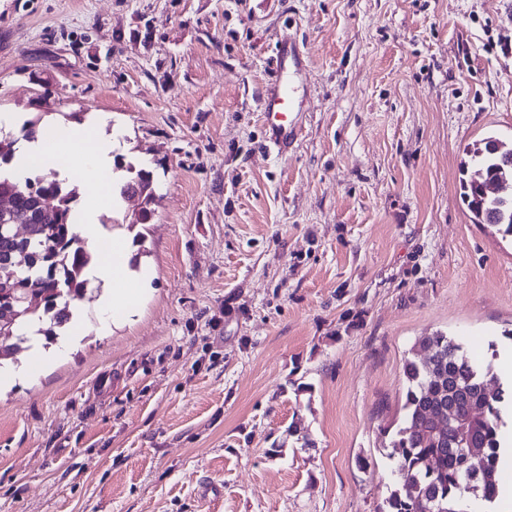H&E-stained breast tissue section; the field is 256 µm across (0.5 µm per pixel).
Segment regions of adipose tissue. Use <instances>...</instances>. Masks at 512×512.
I'll return each mask as SVG.
<instances>
[{
  "label": "adipose tissue",
  "instance_id": "1",
  "mask_svg": "<svg viewBox=\"0 0 512 512\" xmlns=\"http://www.w3.org/2000/svg\"><path fill=\"white\" fill-rule=\"evenodd\" d=\"M112 135L100 127L85 124H54L35 139H19L15 145L10 175L18 181L34 172L58 171L61 177L81 183L87 195L83 204V219L77 234L87 246H97L100 235L97 216L104 200L114 192L112 174ZM111 259L98 260L92 268L94 278L112 284V301L108 308L113 320L131 317L142 291L125 287L128 249L124 239L112 240Z\"/></svg>",
  "mask_w": 512,
  "mask_h": 512
}]
</instances>
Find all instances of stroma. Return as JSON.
Instances as JSON below:
<instances>
[{
    "mask_svg": "<svg viewBox=\"0 0 512 512\" xmlns=\"http://www.w3.org/2000/svg\"><path fill=\"white\" fill-rule=\"evenodd\" d=\"M286 31L309 109L278 156ZM504 37L512 0H0V112L106 122L157 194L98 216L152 273L136 315L90 291L0 380V512H379L415 342L504 370L512 238L459 189L465 146L512 137ZM304 56V46L293 35L284 33L277 40L270 66L271 79L261 95V108L266 119L265 147L277 155L288 151L297 140V129L290 116L304 111L300 82Z\"/></svg>",
    "mask_w": 512,
    "mask_h": 512,
    "instance_id": "35a3bbf8",
    "label": "stroma"
}]
</instances>
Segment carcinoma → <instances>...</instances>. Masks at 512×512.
Wrapping results in <instances>:
<instances>
[{"label": "carcinoma", "instance_id": "obj_1", "mask_svg": "<svg viewBox=\"0 0 512 512\" xmlns=\"http://www.w3.org/2000/svg\"><path fill=\"white\" fill-rule=\"evenodd\" d=\"M15 143L0 137V196H8L26 235L0 236V319L18 313L0 367L35 339L54 342L72 317L70 304L92 286L91 254L74 232L81 218L76 189L54 171L22 183L11 179L5 171ZM466 156L461 189L472 223L512 236V194L501 192L512 184V139L490 133L466 148ZM132 184L145 191L137 222L146 224L155 200L153 176L138 170L120 195ZM21 252L25 261L18 266ZM412 354L403 365V416L387 445L392 484L380 512H471L474 502L494 507L512 377L472 363L466 343L444 332L421 337Z\"/></svg>", "mask_w": 512, "mask_h": 512}]
</instances>
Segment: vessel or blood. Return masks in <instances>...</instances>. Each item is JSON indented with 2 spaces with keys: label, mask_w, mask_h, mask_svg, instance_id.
<instances>
[{
  "label": "vessel or blood",
  "mask_w": 512,
  "mask_h": 512,
  "mask_svg": "<svg viewBox=\"0 0 512 512\" xmlns=\"http://www.w3.org/2000/svg\"><path fill=\"white\" fill-rule=\"evenodd\" d=\"M305 48L291 34H283L275 45L271 78L261 95L266 119V148L283 154L296 142L297 129L291 114L302 111L305 100L300 75Z\"/></svg>",
  "instance_id": "b4317fda"
}]
</instances>
